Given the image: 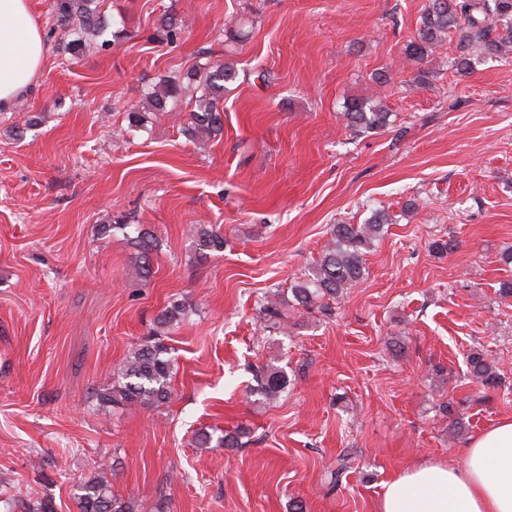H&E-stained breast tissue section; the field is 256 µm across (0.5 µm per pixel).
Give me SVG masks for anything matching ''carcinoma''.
Returning <instances> with one entry per match:
<instances>
[{"instance_id":"obj_1","label":"carcinoma","mask_w":512,"mask_h":512,"mask_svg":"<svg viewBox=\"0 0 512 512\" xmlns=\"http://www.w3.org/2000/svg\"><path fill=\"white\" fill-rule=\"evenodd\" d=\"M53 26L50 34L65 37L75 35L65 46L73 54L83 51L91 39L102 44L124 37L122 29H110L100 0H51ZM184 21L165 17L157 29L160 40L174 43L183 33ZM456 42V56L451 67L456 71H469L482 59L512 54V0H430L420 17L413 39L404 49L407 59L418 62L444 42ZM237 80L235 67L216 61L203 69L189 70L167 76L143 94L142 108L127 112L128 127L133 128L145 119V112H163L169 102L185 96L193 103L182 134L191 142L211 140L223 132L224 91ZM391 113L380 104L365 98L347 101L343 113L347 127L356 132H374L390 124ZM391 216L375 211L362 224H335L331 240L322 257L308 271L306 278L294 283L291 293L294 301L310 308L319 301L334 300L344 289L359 283L365 274L364 256L373 242L384 232ZM130 236L137 249L142 278L150 276V255L157 247L148 232L131 224H109L102 227ZM188 235L195 244V253L207 257L224 250V235L208 225H192ZM188 314L185 303L171 301L155 322L151 335L144 337L123 361L120 380L98 396V405L110 407H139L154 410L174 399L170 377L172 357L164 338L171 329L182 323ZM467 372L485 389L495 388L499 378L485 352L472 350L467 355ZM256 393L267 400H276L287 387L281 370L266 366L255 375ZM4 512H55L53 501L36 497L16 502L0 499ZM79 512H133L130 503L112 493V485L105 472L100 471L78 485Z\"/></svg>"}]
</instances>
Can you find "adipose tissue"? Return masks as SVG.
I'll return each instance as SVG.
<instances>
[{
  "label": "adipose tissue",
  "mask_w": 512,
  "mask_h": 512,
  "mask_svg": "<svg viewBox=\"0 0 512 512\" xmlns=\"http://www.w3.org/2000/svg\"><path fill=\"white\" fill-rule=\"evenodd\" d=\"M45 43L29 0H0V109L29 89ZM465 465L422 460L384 484L376 512H512V418L470 440Z\"/></svg>",
  "instance_id": "ef3b65f1"
}]
</instances>
